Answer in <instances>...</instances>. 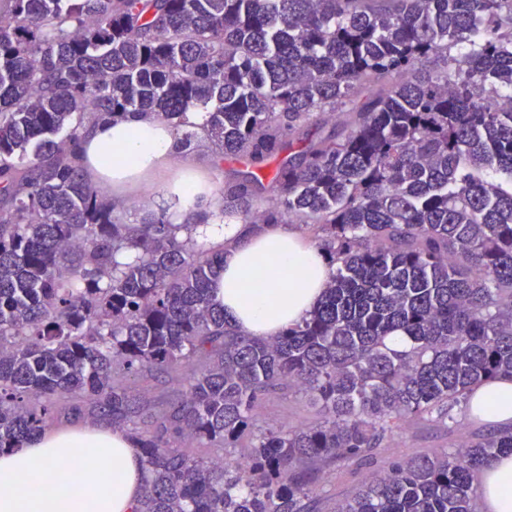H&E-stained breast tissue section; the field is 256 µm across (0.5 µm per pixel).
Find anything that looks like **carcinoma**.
I'll use <instances>...</instances> for the list:
<instances>
[{
	"instance_id": "1",
	"label": "carcinoma",
	"mask_w": 512,
	"mask_h": 512,
	"mask_svg": "<svg viewBox=\"0 0 512 512\" xmlns=\"http://www.w3.org/2000/svg\"><path fill=\"white\" fill-rule=\"evenodd\" d=\"M2 17L0 453L71 398L135 442L134 512H315L309 471L365 461L406 422L455 428L476 388L512 377V0H0ZM139 111L259 170L313 113L351 114L241 212L321 233L335 269L301 322L238 332L211 294L224 244L163 213L127 224L85 178L86 126ZM260 186H227L213 216ZM183 362L181 400L149 427L125 379ZM283 385L317 423L260 424ZM505 453L511 430L396 462L336 512H479L475 477Z\"/></svg>"
}]
</instances>
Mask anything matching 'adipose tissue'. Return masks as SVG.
<instances>
[{
    "mask_svg": "<svg viewBox=\"0 0 512 512\" xmlns=\"http://www.w3.org/2000/svg\"><path fill=\"white\" fill-rule=\"evenodd\" d=\"M77 154L89 182L110 189L118 213L140 183L171 172L161 193L178 201L181 223L225 245L224 273L212 293L245 335H277L302 321L320 299L329 280L325 253L297 231L274 224L252 233L235 217L199 223V214L210 208L214 186L187 161L172 128L151 114L133 112L90 123ZM472 403L481 407L485 423L499 430L512 427V380L476 389ZM66 468L83 473L81 494L63 480ZM33 472L48 486L35 498L21 490ZM143 486L134 442L104 423L48 429L26 448L0 455V512H132ZM478 493L484 512H512V455L481 471Z\"/></svg>",
    "mask_w": 512,
    "mask_h": 512,
    "instance_id": "obj_1",
    "label": "adipose tissue"
}]
</instances>
